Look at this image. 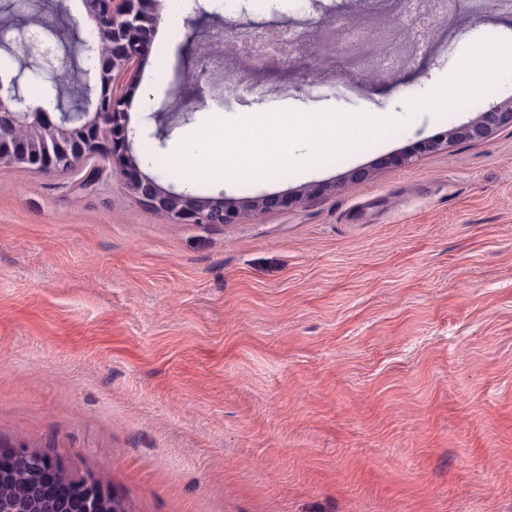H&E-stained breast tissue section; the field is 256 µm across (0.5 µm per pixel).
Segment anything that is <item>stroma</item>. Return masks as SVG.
Returning a JSON list of instances; mask_svg holds the SVG:
<instances>
[{
	"mask_svg": "<svg viewBox=\"0 0 512 512\" xmlns=\"http://www.w3.org/2000/svg\"><path fill=\"white\" fill-rule=\"evenodd\" d=\"M56 33L81 0H39ZM437 62L379 77L336 59V79L389 109L449 74L464 44L512 34V13L439 19ZM200 37L163 13L127 94L129 125L165 99ZM306 41L261 73L272 95L236 113L356 110L295 93ZM170 156L218 109L181 85ZM512 75L443 115L258 183L196 179L238 201L288 196L257 222L174 224L118 170L33 174L0 165V449L47 451L125 512H512V126L461 130ZM445 140L432 152L421 142Z\"/></svg>",
	"mask_w": 512,
	"mask_h": 512,
	"instance_id": "obj_1",
	"label": "stroma"
}]
</instances>
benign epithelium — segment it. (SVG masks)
<instances>
[{
  "instance_id": "benign-epithelium-1",
  "label": "benign epithelium",
  "mask_w": 512,
  "mask_h": 512,
  "mask_svg": "<svg viewBox=\"0 0 512 512\" xmlns=\"http://www.w3.org/2000/svg\"><path fill=\"white\" fill-rule=\"evenodd\" d=\"M82 5L84 21L95 31L90 52L94 58L92 81L99 88L96 101H88L74 114L51 112L20 92L18 78L0 77L1 165L41 174L66 171L104 156L126 175L130 194L175 224H233L243 215L258 220L274 209L288 207V198L271 196L259 197L240 209L222 198L166 189L157 178L144 174L130 150V141L141 133L154 136L163 147L172 126L166 123L154 127L147 120L138 131L129 127L126 98L112 92V81L119 74L134 80L132 64L151 45L161 19L162 0H82ZM15 32L17 38L29 44L31 56L42 66L54 67L50 51L39 48L31 31L17 27ZM505 126H512V104L490 103L481 120L464 135L482 139ZM22 458L39 471V480L14 486L11 496L0 498V512H24L34 501L53 502L61 512H98L97 505L110 501V494L95 480L64 483L60 480V463L54 464L45 454L26 448L0 452V473H8ZM112 510H120L115 501Z\"/></svg>"
}]
</instances>
